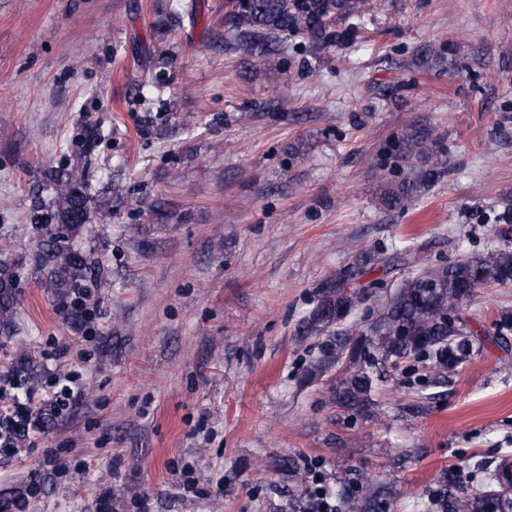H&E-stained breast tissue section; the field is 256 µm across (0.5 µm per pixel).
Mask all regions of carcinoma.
<instances>
[{
    "mask_svg": "<svg viewBox=\"0 0 512 512\" xmlns=\"http://www.w3.org/2000/svg\"><path fill=\"white\" fill-rule=\"evenodd\" d=\"M368 0H224V31L235 40L236 49L257 60L268 43L283 34L302 35L321 46L347 41L356 32L354 21L369 10ZM53 196L34 198L31 219L46 230L42 243L43 267L49 285L61 298L66 315L79 322L86 311L70 301L75 295L90 296L98 288L100 267L90 254L76 247L81 229L92 222L90 200L85 191L84 167L50 169L46 173ZM415 180H406L384 195V205L400 207L418 192ZM359 268L323 285L320 299L303 323L301 334L312 336L336 328V359L348 358L345 374L336 386V406L368 412L373 377L358 363L357 343L365 331L345 319L361 296L348 291V280L362 274ZM17 273L0 260V328L12 323L16 306ZM512 284V251L492 249L481 257L465 258L448 266L410 272L382 321L373 329L379 337L376 351L381 360L396 367L408 359H422L435 367H453L467 354L464 332L456 313L486 285ZM380 494L352 495L343 502L344 512H378ZM512 512V499L488 489L473 505L460 504L455 512Z\"/></svg>",
    "mask_w": 512,
    "mask_h": 512,
    "instance_id": "obj_1",
    "label": "carcinoma"
}]
</instances>
